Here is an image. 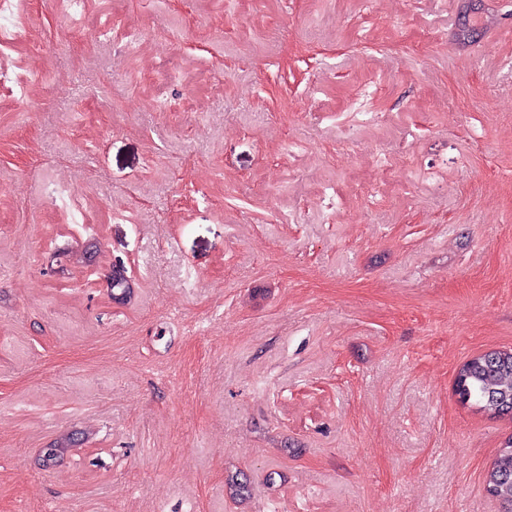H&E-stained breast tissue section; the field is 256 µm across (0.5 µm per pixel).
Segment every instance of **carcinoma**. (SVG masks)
I'll use <instances>...</instances> for the list:
<instances>
[{
  "mask_svg": "<svg viewBox=\"0 0 512 512\" xmlns=\"http://www.w3.org/2000/svg\"><path fill=\"white\" fill-rule=\"evenodd\" d=\"M476 9L472 0H464L454 38L458 45L467 46L482 37L479 19L473 17ZM459 399L475 404L495 416L512 415V349L489 350L465 361L455 379ZM56 459H48L42 467L49 469L74 447L71 434L53 440ZM488 492L496 497L505 512H512V436L503 443L487 477Z\"/></svg>",
  "mask_w": 512,
  "mask_h": 512,
  "instance_id": "cac0c4a2",
  "label": "carcinoma"
}]
</instances>
